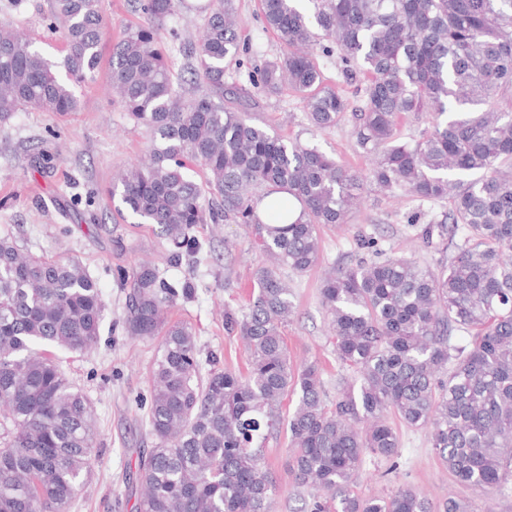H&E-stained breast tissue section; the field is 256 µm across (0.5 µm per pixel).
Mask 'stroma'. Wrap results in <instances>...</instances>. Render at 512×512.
Listing matches in <instances>:
<instances>
[{
  "instance_id": "35a3bbf8",
  "label": "stroma",
  "mask_w": 512,
  "mask_h": 512,
  "mask_svg": "<svg viewBox=\"0 0 512 512\" xmlns=\"http://www.w3.org/2000/svg\"><path fill=\"white\" fill-rule=\"evenodd\" d=\"M209 2L186 0L176 15L161 23L159 33L176 76H190L188 49L200 38ZM233 5L245 46L243 61L279 58L283 46L265 28L259 0H233ZM98 9L104 24L102 60L92 79L74 85L77 109H23L0 120V235L9 236L24 253L78 259L100 288L104 310L98 344L90 354L63 362L69 379L92 402L98 433L90 475L69 512H135L130 480L140 452L154 445L147 415L149 371L160 339L135 337L125 330L129 284L124 274L139 262L153 261L165 277L192 283L193 297L171 308L172 320L192 328L203 366L242 372L247 352L239 337L225 332L224 312L245 305L252 274L264 258L249 249L242 226L201 224L193 230L200 251L169 261L173 246L158 226L139 223L110 195L118 172L148 159L151 141L148 130L124 112L108 89L112 46L126 29L142 22V14L132 0H98ZM52 13L53 0H0V26L23 33L46 58L58 61L66 46L60 31L50 28ZM253 116L276 134L315 145L357 173L370 165L349 120L325 131L315 129L303 98L290 88L259 97ZM447 209V203L422 202L402 192L386 198L362 189L348 223L321 226L319 264L304 274L285 270L295 306L283 330L288 354L294 363L319 365L328 397H335L349 373L336 360L321 303L326 271L358 261L354 235L360 230L372 234L385 254L435 264L440 253L422 246L416 225L407 218L418 212L424 221L438 220ZM399 438L396 468L366 461L352 485L354 494L383 496L410 485L438 502L451 494L470 498L473 512H512V492H472L454 483L426 430L403 427ZM264 454L276 481L274 512H300L311 494L288 475L287 436L269 438Z\"/></svg>"
}]
</instances>
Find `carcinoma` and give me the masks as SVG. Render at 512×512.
Instances as JSON below:
<instances>
[{
	"label": "carcinoma",
	"instance_id": "cac0c4a2",
	"mask_svg": "<svg viewBox=\"0 0 512 512\" xmlns=\"http://www.w3.org/2000/svg\"><path fill=\"white\" fill-rule=\"evenodd\" d=\"M183 0H144L141 24L112 50L110 87L152 134L150 160L129 167L112 194L178 248L199 250L198 224H242L267 263L253 274L246 310L224 311V331L248 353L247 372L201 374L192 329L168 318L192 294L153 263L130 275L125 318L133 336H161L150 374L154 446L139 460L136 512H270L275 482L265 441L288 431V473L313 492L309 512H471L402 486L385 497L352 493L368 459L395 463L399 433L428 430L454 481L486 493L512 488V0H260L284 53L248 71L257 93L288 86L318 130L338 124L347 101L323 87L308 51L336 52L345 79L363 78L353 135L372 156L365 175L318 147L253 121L249 100L226 85L242 46L231 0H218L195 49L206 89L171 71L156 22ZM67 54L49 62L20 33L0 27V120L26 108L73 112L71 88L101 61L96 0H54ZM63 68L67 79L58 76ZM425 117L408 139L400 126ZM206 173L198 184L186 162ZM368 184L448 202L420 224L423 246L448 252L434 268L378 256L335 268L321 300L337 361L353 378L326 399L319 368L295 367L282 328L293 314L283 270L320 258L319 226L346 224ZM286 193L291 222H262L253 194ZM103 298L74 258L23 256L0 237V512H68L97 447L92 406L58 353L83 355L99 339ZM464 332L468 344L453 343ZM296 399L294 411L282 408Z\"/></svg>",
	"mask_w": 512,
	"mask_h": 512
}]
</instances>
